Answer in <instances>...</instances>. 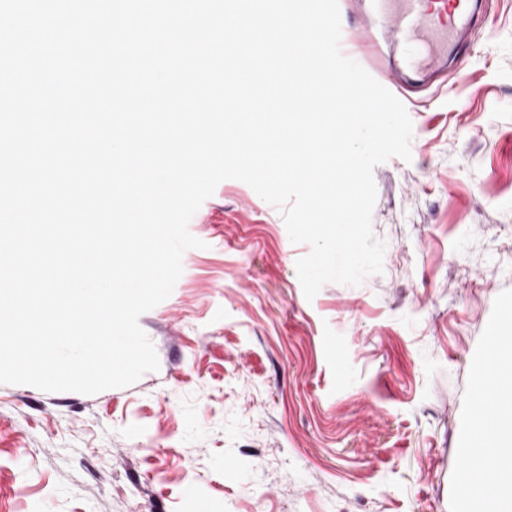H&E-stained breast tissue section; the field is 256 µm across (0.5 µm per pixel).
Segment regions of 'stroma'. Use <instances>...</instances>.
<instances>
[{"label":"stroma","instance_id":"obj_1","mask_svg":"<svg viewBox=\"0 0 512 512\" xmlns=\"http://www.w3.org/2000/svg\"><path fill=\"white\" fill-rule=\"evenodd\" d=\"M462 73L399 93L411 158L374 170L381 274L306 299L280 211L219 183L158 371L94 395L0 384V512H461L487 329L512 308V0Z\"/></svg>","mask_w":512,"mask_h":512}]
</instances>
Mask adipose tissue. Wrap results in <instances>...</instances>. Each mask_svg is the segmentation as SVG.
I'll return each instance as SVG.
<instances>
[{
  "label": "adipose tissue",
  "mask_w": 512,
  "mask_h": 512,
  "mask_svg": "<svg viewBox=\"0 0 512 512\" xmlns=\"http://www.w3.org/2000/svg\"><path fill=\"white\" fill-rule=\"evenodd\" d=\"M475 403L482 418L472 423L460 479L465 512H512V386L478 374Z\"/></svg>",
  "instance_id": "1"
}]
</instances>
